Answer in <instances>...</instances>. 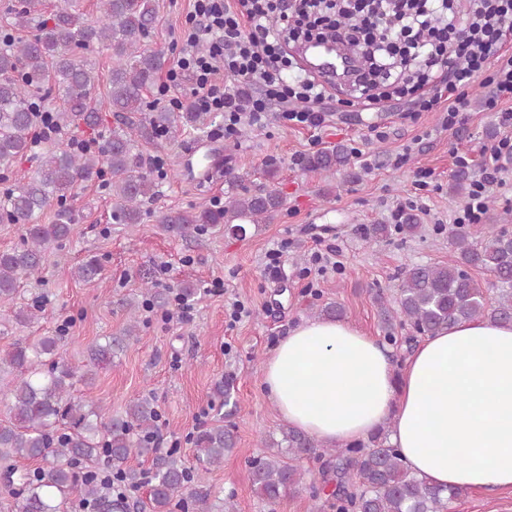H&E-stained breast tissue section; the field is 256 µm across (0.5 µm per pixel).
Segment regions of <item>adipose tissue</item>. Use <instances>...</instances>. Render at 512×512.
<instances>
[{
  "label": "adipose tissue",
  "mask_w": 512,
  "mask_h": 512,
  "mask_svg": "<svg viewBox=\"0 0 512 512\" xmlns=\"http://www.w3.org/2000/svg\"><path fill=\"white\" fill-rule=\"evenodd\" d=\"M264 383L290 427L326 444L386 426L406 465L432 484L512 490V323L450 324L398 370L376 337L307 320L274 348Z\"/></svg>",
  "instance_id": "ef3b65f1"
}]
</instances>
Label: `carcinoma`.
Wrapping results in <instances>:
<instances>
[{"label":"carcinoma","mask_w":512,"mask_h":512,"mask_svg":"<svg viewBox=\"0 0 512 512\" xmlns=\"http://www.w3.org/2000/svg\"><path fill=\"white\" fill-rule=\"evenodd\" d=\"M42 0H16L4 16L3 30H33L28 37H8L0 42V173L34 149L39 125L37 107L59 99L63 109L53 113L64 130L83 126L96 133L102 122L97 89L99 71L83 59L85 50L101 44L111 51L106 94L115 126L99 145L76 152L53 139L44 141L36 175L5 189L0 196V223L24 226L22 242L0 251V301L15 298L21 283L37 277L53 250L73 232L74 215L67 206L74 191L109 176L112 217L121 224H139L143 206L157 195L155 181L145 172L144 146L161 135L187 128L200 130L211 113L199 112L190 101L179 108L147 106L145 92L156 82L167 58L149 47L157 22L155 0H97L96 13L80 12L72 0H58L49 18H42ZM351 164L348 148L338 146L307 157L313 172H329ZM54 207L52 222L40 224V215ZM282 197L274 190L252 193L245 189L227 197L222 206L170 210L159 217L164 230L181 239L200 236L214 224L233 233L273 222L281 212ZM425 225L412 210L400 213L394 226L373 224L368 239L376 241L391 230L414 237ZM451 254L446 263L416 264L403 273L394 303L388 307L384 289L373 298L380 308L386 339L397 342L395 327L409 329L410 342L434 335L450 323L486 320L512 323V230L490 224L481 239L473 238L465 224L449 232ZM477 270L490 279L482 284ZM101 262L90 257L74 268L83 282L98 279ZM42 306L21 307L12 321L24 327L42 319ZM63 336L58 331L33 340L17 339L0 351V373L9 372L4 384L10 424L0 426V490L14 499L16 512H65L68 495L82 485L83 504L89 512H129L125 497L112 498L93 476L81 477L77 466L105 458L122 464L130 457L152 456L145 473L122 468L128 487L150 486L149 504L140 512H234L226 500L217 506L209 494L192 491L191 468L175 450L157 446L159 413L155 400L143 396L130 402L122 415H108L103 405L71 395L74 378L92 379L94 368L110 364L124 349L125 336H107L89 349V368L81 375L56 359ZM203 470L223 463L235 448L231 427L212 424L194 439ZM266 455L251 462L252 483L258 497L275 503L290 489L308 487L320 498L324 487L334 490L326 500L333 512H451L458 488L441 489L415 475L404 463L389 434L380 430L367 441L343 448H322V442L292 428L281 427L265 435ZM322 460L318 475L308 479L299 461ZM20 460L40 464L25 472Z\"/></svg>","instance_id":"obj_1"}]
</instances>
